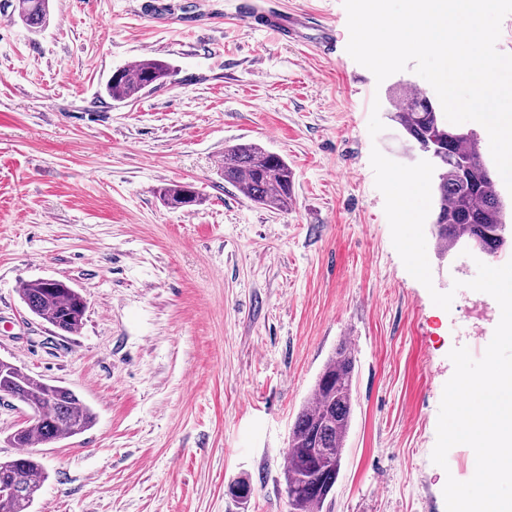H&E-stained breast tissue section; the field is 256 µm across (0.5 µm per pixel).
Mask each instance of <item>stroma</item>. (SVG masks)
Listing matches in <instances>:
<instances>
[{
	"label": "stroma",
	"mask_w": 512,
	"mask_h": 512,
	"mask_svg": "<svg viewBox=\"0 0 512 512\" xmlns=\"http://www.w3.org/2000/svg\"><path fill=\"white\" fill-rule=\"evenodd\" d=\"M142 2L50 0L38 31L0 21V359L97 415L38 446L48 479L32 512H287L290 425L344 339L354 412L323 512H446L447 477L476 468L463 445L431 460L448 354L472 332L482 358L499 305L467 288L477 266L461 251L428 247L432 288L408 273L370 165L375 148L410 164L391 101L402 83L433 87L354 61L342 0H280L336 26L331 56L249 26L238 0H170L165 24ZM145 57L173 77L123 104L102 95ZM240 143L288 162L291 209L225 183ZM180 183L199 205L164 203ZM38 279L86 299L77 333L22 303ZM434 290L453 292L450 309Z\"/></svg>",
	"instance_id": "obj_1"
}]
</instances>
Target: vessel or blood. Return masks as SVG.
I'll use <instances>...</instances> for the list:
<instances>
[{
  "instance_id": "b4317fda",
  "label": "vessel or blood",
  "mask_w": 512,
  "mask_h": 512,
  "mask_svg": "<svg viewBox=\"0 0 512 512\" xmlns=\"http://www.w3.org/2000/svg\"><path fill=\"white\" fill-rule=\"evenodd\" d=\"M239 14L251 26L266 28L276 33L280 38L292 40L301 29L313 28L312 43L323 52L332 53L336 50L337 33L334 26L323 25L311 27L305 16L291 12L281 7L261 8L255 0H240Z\"/></svg>"
}]
</instances>
